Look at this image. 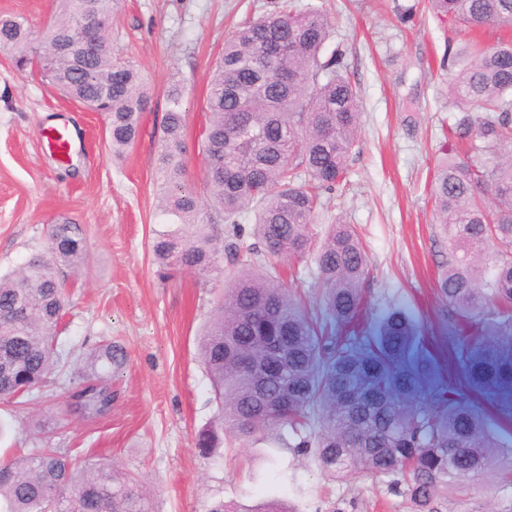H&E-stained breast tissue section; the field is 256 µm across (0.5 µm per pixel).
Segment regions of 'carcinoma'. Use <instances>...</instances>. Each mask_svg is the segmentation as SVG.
<instances>
[{"mask_svg": "<svg viewBox=\"0 0 512 512\" xmlns=\"http://www.w3.org/2000/svg\"><path fill=\"white\" fill-rule=\"evenodd\" d=\"M439 18L479 32L512 25V0H426ZM118 0H59L41 46L25 19L0 17V50L24 72L42 78L107 118L112 155L124 154L140 132L146 82L120 56L112 28L97 33L98 54L72 51L81 18L112 20ZM334 27L322 11L277 0L224 42L208 97L201 151L206 197L191 186L185 161V84L172 80L163 119L162 212L193 226L158 235L152 251L161 275L171 267L210 272L237 251L245 215L252 216L253 258L225 290L199 338L217 415L199 431L209 455L233 436L286 435L285 445L314 457L336 478L359 474L382 481L411 512H448L471 487L491 476L512 491V417L475 412L454 388L434 385L430 356L404 362L412 336L405 318L389 314L381 334L367 336L362 285L369 266L350 224H333L319 246L309 232L324 194L347 185L361 121L360 90L343 71V53L324 54ZM276 37L288 46L269 56ZM457 111L448 116V144L430 184L435 223L444 243L435 288L439 319L454 334L459 363L472 387L512 402V40L473 43L448 54ZM228 226L227 233L219 228ZM316 249L324 287L319 311L302 309L279 280L286 258ZM87 259L80 225H50L47 251L0 277V399L40 389L60 362L56 329L68 302L59 270ZM267 336H289L278 378L262 374ZM119 346H97L75 377L72 412L82 418L112 407V364ZM0 512H154L152 493L111 462L81 463L56 448H32L0 461Z\"/></svg>", "mask_w": 512, "mask_h": 512, "instance_id": "cac0c4a2", "label": "carcinoma"}]
</instances>
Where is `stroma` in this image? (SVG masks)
Wrapping results in <instances>:
<instances>
[{
  "instance_id": "stroma-1",
  "label": "stroma",
  "mask_w": 512,
  "mask_h": 512,
  "mask_svg": "<svg viewBox=\"0 0 512 512\" xmlns=\"http://www.w3.org/2000/svg\"><path fill=\"white\" fill-rule=\"evenodd\" d=\"M298 5L334 18L346 73L361 90L349 184L325 195L310 231L321 239L335 222L357 227L375 317L393 308L407 313L411 351L436 358L437 387L470 394L454 343L436 319L441 246L429 194L440 125L455 108L444 58L462 50L470 33L440 21L422 0ZM271 8L272 0H120L112 34L150 87L141 134L120 159L100 113L62 97L39 73L17 72L0 51V274L46 250L47 228L61 218L81 225L88 246L86 267L64 273L70 307L58 374L23 402H0V421L12 426L0 439V460L44 445L73 458L107 457L153 486L156 512H206L215 498L248 508L274 495L287 497L296 512H409L369 478L336 480L311 458L255 437L209 459L195 448L198 430L214 416L199 334L236 267L225 259L210 273H157L152 242L163 228L157 157L166 91L174 75L187 87L185 158L191 182L200 184L212 67L241 18ZM52 127L71 132V159L48 146L44 133ZM106 339L121 348L112 408L94 419L70 414V371Z\"/></svg>"
}]
</instances>
